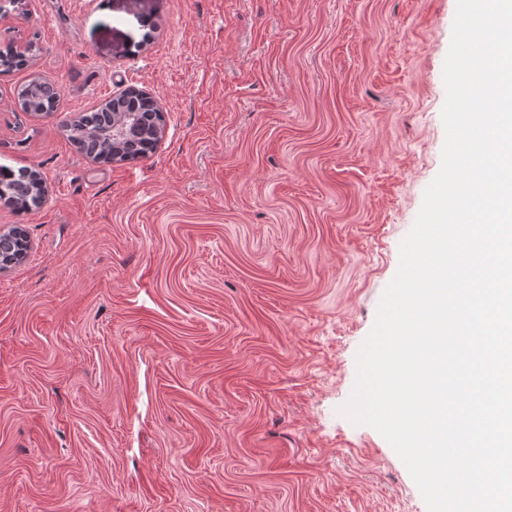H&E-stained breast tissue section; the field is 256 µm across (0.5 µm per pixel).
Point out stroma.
<instances>
[{
  "label": "stroma",
  "instance_id": "stroma-1",
  "mask_svg": "<svg viewBox=\"0 0 512 512\" xmlns=\"http://www.w3.org/2000/svg\"><path fill=\"white\" fill-rule=\"evenodd\" d=\"M457 0H0V512H427L386 439L338 412L442 164ZM53 115L21 111L29 75ZM153 94L148 158L64 120ZM33 43H28L23 51L18 50L13 44L0 47V75L8 74L27 67L33 54ZM31 54V55H29ZM46 197L43 179L35 171L0 167V206L27 213L39 208Z\"/></svg>",
  "mask_w": 512,
  "mask_h": 512
}]
</instances>
